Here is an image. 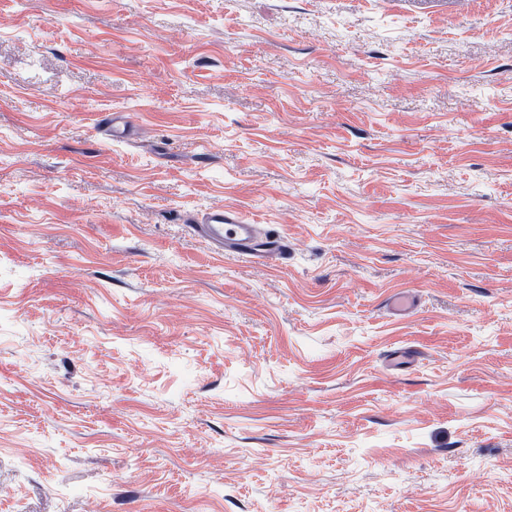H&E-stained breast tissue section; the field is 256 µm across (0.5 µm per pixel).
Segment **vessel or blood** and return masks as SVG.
Returning <instances> with one entry per match:
<instances>
[{
    "label": "vessel or blood",
    "mask_w": 512,
    "mask_h": 512,
    "mask_svg": "<svg viewBox=\"0 0 512 512\" xmlns=\"http://www.w3.org/2000/svg\"><path fill=\"white\" fill-rule=\"evenodd\" d=\"M189 224L218 253L271 260L284 257L288 248L262 225L251 223L236 209L215 206Z\"/></svg>",
    "instance_id": "obj_1"
}]
</instances>
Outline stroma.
Here are the masks:
<instances>
[{
    "label": "stroma",
    "instance_id": "35a3bbf8",
    "mask_svg": "<svg viewBox=\"0 0 512 512\" xmlns=\"http://www.w3.org/2000/svg\"><path fill=\"white\" fill-rule=\"evenodd\" d=\"M0 512H512V0H0ZM187 222L220 254L269 261L284 257L288 251L276 235L267 233L261 224H252L237 209L215 206L201 217L190 216Z\"/></svg>",
    "mask_w": 512,
    "mask_h": 512
}]
</instances>
